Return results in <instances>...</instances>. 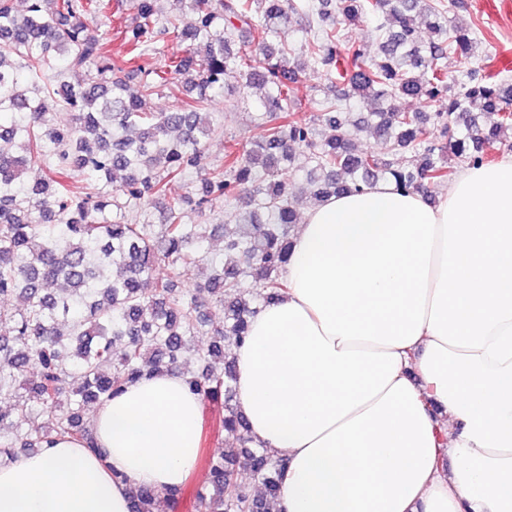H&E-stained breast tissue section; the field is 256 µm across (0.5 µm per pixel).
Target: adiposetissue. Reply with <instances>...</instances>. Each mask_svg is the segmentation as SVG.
<instances>
[{
	"label": "adipose tissue",
	"instance_id": "ef3b65f1",
	"mask_svg": "<svg viewBox=\"0 0 512 512\" xmlns=\"http://www.w3.org/2000/svg\"><path fill=\"white\" fill-rule=\"evenodd\" d=\"M283 277L235 349L253 440L287 460L274 512H512V155L434 202L388 181L327 198ZM201 413L181 372L142 377L93 413L99 453L60 438L1 466L0 512L181 487Z\"/></svg>",
	"mask_w": 512,
	"mask_h": 512
}]
</instances>
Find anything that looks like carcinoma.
I'll return each instance as SVG.
<instances>
[{"label":"carcinoma","instance_id":"cac0c4a2","mask_svg":"<svg viewBox=\"0 0 512 512\" xmlns=\"http://www.w3.org/2000/svg\"><path fill=\"white\" fill-rule=\"evenodd\" d=\"M209 2L176 0L179 13L162 18L156 0H135L114 55L111 40L90 30L92 20L112 17V0H28L22 11L0 0V299L23 304L0 305V466L57 436L102 452L86 408L147 374L181 368L193 350L207 366L185 382L204 401L224 400L221 427L238 440L208 457L197 512H270L285 460L250 446L235 401L234 348L287 289L281 268L300 203L380 179L426 194L454 174L447 151L472 166L493 150L512 151V78L475 70L459 87L448 82V51L471 58L480 39L442 3L222 0L215 12ZM184 12L194 25H181ZM298 12L310 35L297 48L274 44L276 26ZM334 12L348 22L386 18L379 54L348 43L330 22ZM163 36L186 43V53L165 54ZM251 44L259 52L245 50ZM310 65L338 93L301 117L294 89ZM231 79L265 91L274 123L253 148L228 149L224 163L207 166L204 143L216 131L209 107ZM178 81L186 98L152 111L153 95ZM347 98L370 111H344ZM405 98L447 100L433 113V132L426 113L400 108ZM486 113L498 120L480 122ZM319 124L328 130L321 138ZM364 128L383 151L354 147L352 131ZM296 147L310 165L294 186ZM244 189L250 208L237 224L185 223V203L231 207ZM158 204L163 221L154 224ZM215 237L224 239L221 256L207 248ZM246 280L256 285L251 301ZM211 306L224 310L220 328L209 327ZM180 494L162 500L137 487L131 512H158Z\"/></svg>","mask_w":512,"mask_h":512}]
</instances>
